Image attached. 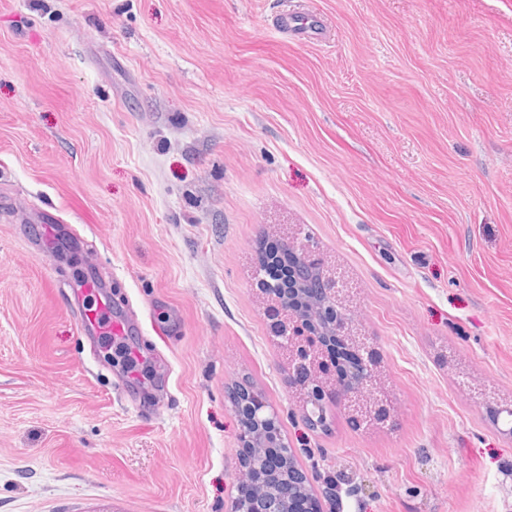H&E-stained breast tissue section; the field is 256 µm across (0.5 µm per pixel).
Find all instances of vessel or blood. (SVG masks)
Masks as SVG:
<instances>
[{
    "label": "vessel or blood",
    "instance_id": "1",
    "mask_svg": "<svg viewBox=\"0 0 512 512\" xmlns=\"http://www.w3.org/2000/svg\"><path fill=\"white\" fill-rule=\"evenodd\" d=\"M278 27L282 33L302 38L320 34L319 20L310 13H281ZM33 220L42 229L39 239L34 243L37 254L44 258H56L63 247V232L57 217L50 212L40 211L34 215ZM84 264L83 276L73 281L70 288L74 297H90L94 300L93 308L85 310L81 316L80 331L86 333L103 328L115 336L128 335L131 328L140 325V316L130 309L122 314L115 313L112 298L103 286L93 259H85Z\"/></svg>",
    "mask_w": 512,
    "mask_h": 512
}]
</instances>
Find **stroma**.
Returning a JSON list of instances; mask_svg holds the SVG:
<instances>
[{"mask_svg": "<svg viewBox=\"0 0 512 512\" xmlns=\"http://www.w3.org/2000/svg\"><path fill=\"white\" fill-rule=\"evenodd\" d=\"M20 205L77 231L57 266ZM289 226L392 427L301 421L254 283ZM83 253L143 321L94 352ZM243 382L321 512H512V0H0V512H232ZM320 21L310 13H290L284 11L278 19V27L284 34L291 33L297 37L318 38L320 36ZM312 38V37H310Z\"/></svg>", "mask_w": 512, "mask_h": 512, "instance_id": "obj_1", "label": "stroma"}]
</instances>
